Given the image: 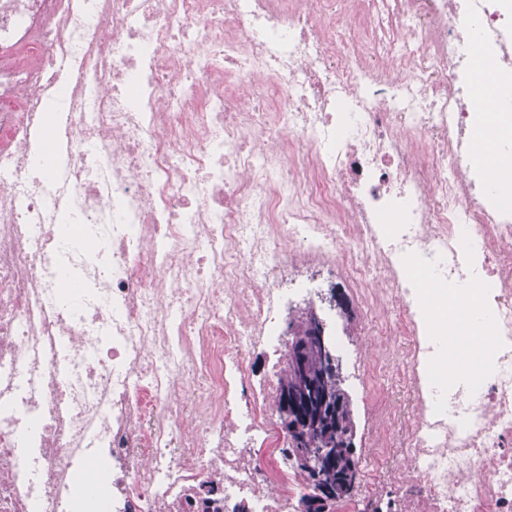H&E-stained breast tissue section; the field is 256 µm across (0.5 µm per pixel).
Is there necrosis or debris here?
<instances>
[{
  "label": "necrosis or debris",
  "instance_id": "necrosis-or-debris-1",
  "mask_svg": "<svg viewBox=\"0 0 512 512\" xmlns=\"http://www.w3.org/2000/svg\"><path fill=\"white\" fill-rule=\"evenodd\" d=\"M478 122L512 158V0H0V512H301L276 407L318 271L364 408L330 512H512V182ZM465 301L484 365L445 382ZM313 286L316 288V293L318 296V302L319 305L325 309L330 311L331 313L335 312V307L330 306L329 303V296H330V290L334 289L336 290V294L342 298L344 297L346 301V310L349 309L350 302H349V291L346 288L344 284L336 280V288H335V281L333 279L326 278L325 275L320 274L315 276L313 281Z\"/></svg>",
  "mask_w": 512,
  "mask_h": 512
}]
</instances>
